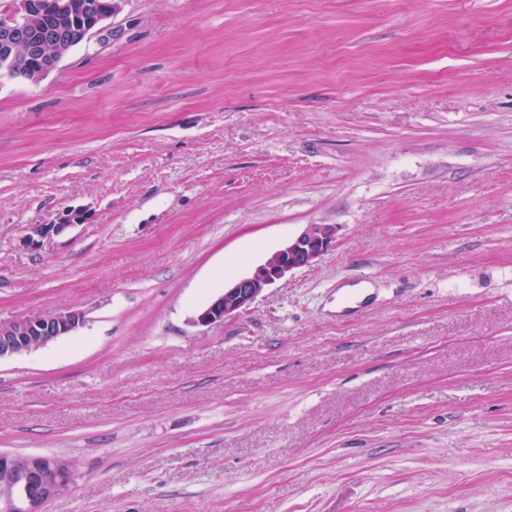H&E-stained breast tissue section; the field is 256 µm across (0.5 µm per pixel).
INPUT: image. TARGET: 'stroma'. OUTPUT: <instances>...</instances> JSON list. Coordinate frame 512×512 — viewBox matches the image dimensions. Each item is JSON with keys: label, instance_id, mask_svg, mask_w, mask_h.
<instances>
[{"label": "stroma", "instance_id": "obj_1", "mask_svg": "<svg viewBox=\"0 0 512 512\" xmlns=\"http://www.w3.org/2000/svg\"><path fill=\"white\" fill-rule=\"evenodd\" d=\"M117 3L0 71V321L85 314L0 360V450L75 462L46 512H512V0ZM57 220L48 224H33L26 227L23 236L24 245L28 249L39 250L45 242L51 240L54 236L60 235L70 226L84 223L87 218L82 213L72 211L60 215ZM335 243L336 225H306L298 235L289 238L250 274L224 283L223 292L201 308L192 323L208 326L240 315L267 288L299 269L315 265Z\"/></svg>", "mask_w": 512, "mask_h": 512}]
</instances>
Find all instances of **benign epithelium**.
Returning a JSON list of instances; mask_svg holds the SVG:
<instances>
[{
	"label": "benign epithelium",
	"instance_id": "7a95c632",
	"mask_svg": "<svg viewBox=\"0 0 512 512\" xmlns=\"http://www.w3.org/2000/svg\"><path fill=\"white\" fill-rule=\"evenodd\" d=\"M42 7L60 17L69 13L68 0H48L46 3L42 0H12V22L4 28L3 34L5 50L22 48L30 56L42 54L48 46L64 51L58 29L44 26L38 34H33V20ZM86 7L92 17L90 34L106 30V21L113 14V0H88ZM85 220L84 214L72 211L48 224L30 225L25 228L23 243L31 250H39L45 242ZM335 243L336 225H306L250 274L225 284L223 292L201 308L192 323L208 326L240 315L267 288L299 269L315 265ZM84 321V312L67 310L0 322V359L69 335ZM12 458L11 453L0 450V506L8 512H39L69 486L75 468L74 462L67 457L46 463L40 455L32 454L28 465L16 471L11 465Z\"/></svg>",
	"mask_w": 512,
	"mask_h": 512
}]
</instances>
